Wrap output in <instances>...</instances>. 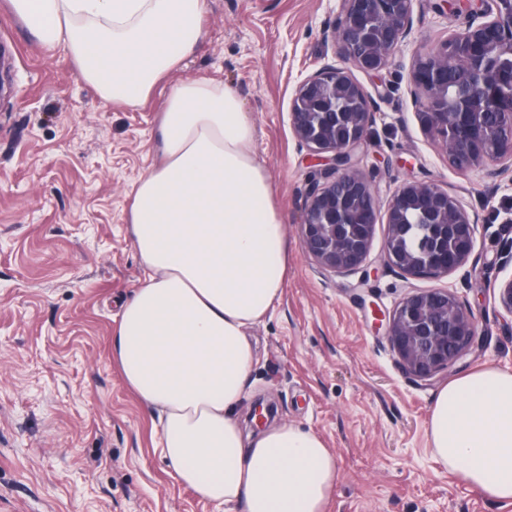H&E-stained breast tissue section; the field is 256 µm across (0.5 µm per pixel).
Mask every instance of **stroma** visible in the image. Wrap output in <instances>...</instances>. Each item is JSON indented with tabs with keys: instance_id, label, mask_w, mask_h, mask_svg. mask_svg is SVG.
<instances>
[{
	"instance_id": "stroma-1",
	"label": "stroma",
	"mask_w": 512,
	"mask_h": 512,
	"mask_svg": "<svg viewBox=\"0 0 512 512\" xmlns=\"http://www.w3.org/2000/svg\"><path fill=\"white\" fill-rule=\"evenodd\" d=\"M437 0H414L409 42L376 75L356 72L375 120L362 145L379 205L400 181L463 196L477 218L464 272L406 278L387 268L377 224L368 278L323 270L300 245L312 162L295 138L296 86L338 60L326 29L340 0H207L199 45L180 77L225 83L254 128L288 242L284 294L248 329L252 396L273 422L321 435L342 479L329 512H512L437 462L427 420L439 389L483 366L512 370V316L496 289L512 277V169L460 171L417 118L412 56L455 24ZM0 53L12 95L0 100V512H215L154 448L151 410L112 360V334L143 277L127 212L134 186L160 161L157 86L146 103L103 101L63 49L38 45L0 0ZM455 285L478 319L482 353L432 381L406 377L384 318L406 295Z\"/></svg>"
}]
</instances>
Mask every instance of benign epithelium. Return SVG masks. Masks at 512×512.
Returning <instances> with one entry per match:
<instances>
[{"instance_id":"7a95c632","label":"benign epithelium","mask_w":512,"mask_h":512,"mask_svg":"<svg viewBox=\"0 0 512 512\" xmlns=\"http://www.w3.org/2000/svg\"><path fill=\"white\" fill-rule=\"evenodd\" d=\"M463 21L414 55L411 79L424 131L459 170L512 166V0H465ZM414 27L413 0H341L329 26L339 62L326 64L295 88V138L321 166L310 180L301 221V248L324 270L367 276L378 208L356 153L373 121L364 87L348 65L375 74L386 69ZM383 250L391 268L411 278H439L468 262L478 219L448 189L402 181L385 210ZM451 239L454 248L439 246ZM477 318L453 286L405 296L393 309L386 336L401 370L429 381L472 351Z\"/></svg>"}]
</instances>
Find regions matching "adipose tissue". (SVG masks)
Masks as SVG:
<instances>
[{"label": "adipose tissue", "mask_w": 512, "mask_h": 512, "mask_svg": "<svg viewBox=\"0 0 512 512\" xmlns=\"http://www.w3.org/2000/svg\"><path fill=\"white\" fill-rule=\"evenodd\" d=\"M13 3L102 99L138 106L168 85L162 160L134 187L128 214L143 279L112 336L126 385L159 413L157 450L216 506L328 512L340 474L325 440L286 422L247 434L235 415L255 365L246 331L281 300L288 239L237 93L170 79L200 41L206 0ZM427 434L439 463L512 503V372L484 367L442 387Z\"/></svg>", "instance_id": "obj_1"}]
</instances>
